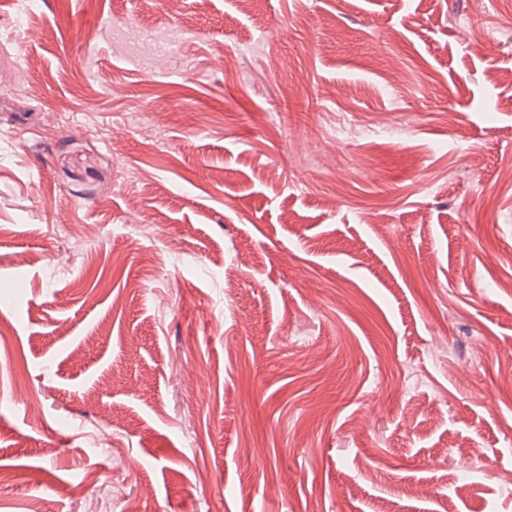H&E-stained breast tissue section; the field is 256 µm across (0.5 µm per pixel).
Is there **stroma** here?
I'll return each instance as SVG.
<instances>
[{
  "label": "stroma",
  "mask_w": 512,
  "mask_h": 512,
  "mask_svg": "<svg viewBox=\"0 0 512 512\" xmlns=\"http://www.w3.org/2000/svg\"><path fill=\"white\" fill-rule=\"evenodd\" d=\"M18 16L0 512H512V0Z\"/></svg>",
  "instance_id": "35a3bbf8"
}]
</instances>
